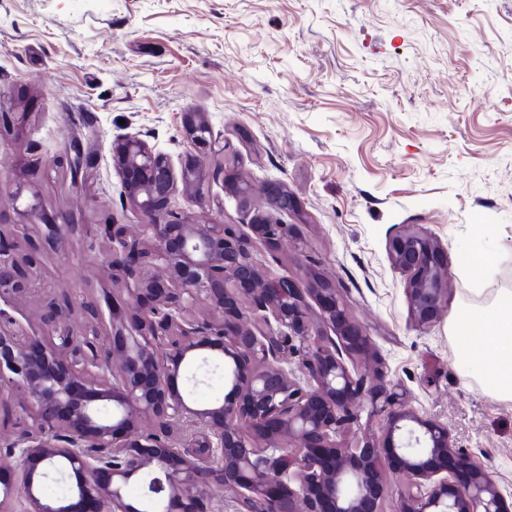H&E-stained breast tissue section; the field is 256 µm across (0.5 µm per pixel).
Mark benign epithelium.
Wrapping results in <instances>:
<instances>
[{
	"instance_id": "obj_1",
	"label": "benign epithelium",
	"mask_w": 512,
	"mask_h": 512,
	"mask_svg": "<svg viewBox=\"0 0 512 512\" xmlns=\"http://www.w3.org/2000/svg\"><path fill=\"white\" fill-rule=\"evenodd\" d=\"M184 132L179 175L137 136L112 145L113 167L144 224L138 238L124 224L102 225L114 284L101 287L107 309L86 303L76 330L66 302L38 335L0 308V403L15 401L27 415L12 443L22 480L0 476V512H13L18 499L24 512H143L126 496L135 479L162 512H212V485L260 512H386L388 471L410 478L396 512H512V493L457 448L448 424L420 415L383 365L371 377L355 371V357L377 353L330 282L315 274L304 290L261 268L257 245L273 249L292 232L283 220L295 208L288 190L267 188L247 233L175 208L179 194L203 201L210 172L229 165L204 113H185ZM64 154L81 185L94 166L90 148L73 136ZM225 189L251 209V184L230 178ZM78 228L0 225V301L45 287L19 240L34 248L45 241L63 256ZM388 251L407 276L412 324L431 326L448 300L439 242L409 228ZM224 359L231 395L193 405L178 381L194 388L201 370ZM363 410L377 431L346 440ZM176 426L189 429L187 439L170 438ZM66 469L78 476L75 487L61 500L44 498L43 481Z\"/></svg>"
}]
</instances>
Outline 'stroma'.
<instances>
[{
  "mask_svg": "<svg viewBox=\"0 0 512 512\" xmlns=\"http://www.w3.org/2000/svg\"><path fill=\"white\" fill-rule=\"evenodd\" d=\"M1 112L27 121L0 138V222L65 211L84 227L69 257L44 256L46 292L13 316L41 330L46 302L67 294L83 323L102 294L100 223L141 222L113 142L139 135L177 169L183 116L205 113L254 209L271 182L298 205L288 239L259 249L264 269L303 288L310 269L332 279L413 407L512 491V400L488 393L448 334L460 307L512 289V0H0ZM73 134L95 156L79 189L59 162ZM224 179L177 207L249 223ZM408 226L435 236L448 265L447 305L423 331L388 252ZM476 252L492 267H466Z\"/></svg>",
  "mask_w": 512,
  "mask_h": 512,
  "instance_id": "stroma-1",
  "label": "stroma"
}]
</instances>
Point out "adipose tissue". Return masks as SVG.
<instances>
[{
  "instance_id": "obj_1",
  "label": "adipose tissue",
  "mask_w": 512,
  "mask_h": 512,
  "mask_svg": "<svg viewBox=\"0 0 512 512\" xmlns=\"http://www.w3.org/2000/svg\"><path fill=\"white\" fill-rule=\"evenodd\" d=\"M449 331L459 356L479 370L489 392L512 400V291L478 309L461 308Z\"/></svg>"
}]
</instances>
